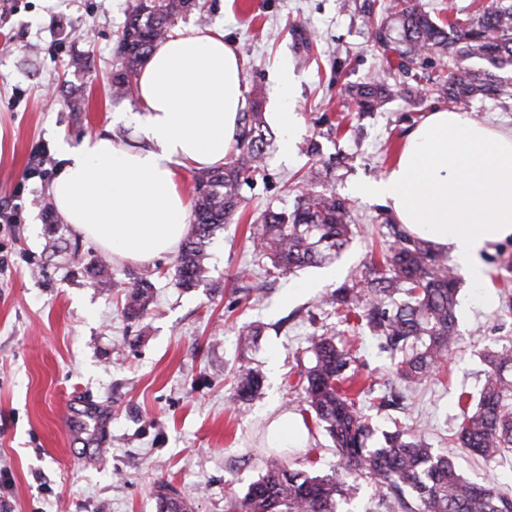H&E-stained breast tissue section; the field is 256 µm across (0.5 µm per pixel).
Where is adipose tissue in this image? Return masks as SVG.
I'll return each instance as SVG.
<instances>
[{"instance_id": "1", "label": "adipose tissue", "mask_w": 512, "mask_h": 512, "mask_svg": "<svg viewBox=\"0 0 512 512\" xmlns=\"http://www.w3.org/2000/svg\"><path fill=\"white\" fill-rule=\"evenodd\" d=\"M242 66L217 29L156 43L139 75L145 145L103 135L60 142L65 165L51 194L62 221L132 263L175 252L190 230L181 173L223 166L245 106ZM356 192L448 251L459 273L484 280L483 252L512 237V129L429 113L407 132L389 173Z\"/></svg>"}]
</instances>
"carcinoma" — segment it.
Listing matches in <instances>:
<instances>
[{"label":"carcinoma","instance_id":"carcinoma-1","mask_svg":"<svg viewBox=\"0 0 512 512\" xmlns=\"http://www.w3.org/2000/svg\"><path fill=\"white\" fill-rule=\"evenodd\" d=\"M199 7L195 0H133L119 39L120 67L112 78V97L133 99L138 76L154 44L169 36L175 20ZM363 18L376 44L393 52L389 79H370L347 87L361 112H375L397 96L418 108L426 97L421 83L451 104L490 99L512 108V0H490L465 19L444 23L411 0H364ZM436 58L435 74L424 62ZM252 106L241 113L236 145L217 169L198 172L190 198V231L175 268L176 284L193 288L201 280L206 240L238 213L242 188L264 167L273 133L258 109L260 86L250 91ZM334 164L311 166L296 179L292 209L268 208L250 222L256 260L284 274L322 266L338 258L354 236L349 201L324 187ZM385 247L370 257L359 279L320 299L343 322L366 326L388 352L407 392L416 390L447 361L459 338L456 309L460 278L447 258L402 225L378 215ZM152 272L146 271L125 295L123 313L138 318L146 311ZM311 366L300 373L301 411L324 424L339 468L374 485L388 512H512V495L488 483L464 478L454 462L436 454L403 427L384 434L379 448L369 446L373 430L361 406L366 390H352L357 362L354 344L339 347L323 335L309 340ZM485 383L477 404L461 408L456 443L489 460L512 452V347L490 351ZM264 393L263 378L247 363L235 372L232 399L252 401ZM357 486L337 473L311 476L292 470L285 459L270 456L261 475L242 495L227 498L226 512H341L340 503ZM419 503L413 509L406 494ZM158 512H191L174 491L160 492Z\"/></svg>","mask_w":512,"mask_h":512}]
</instances>
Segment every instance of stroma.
Instances as JSON below:
<instances>
[{
  "instance_id": "obj_1",
  "label": "stroma",
  "mask_w": 512,
  "mask_h": 512,
  "mask_svg": "<svg viewBox=\"0 0 512 512\" xmlns=\"http://www.w3.org/2000/svg\"><path fill=\"white\" fill-rule=\"evenodd\" d=\"M132 0H0V201L18 215L0 223V512H156L162 484L193 512H224L271 455L268 424L300 389L304 350L312 336L330 334L360 348L359 385L399 390L388 353L364 328L339 322L319 305L327 291L358 278L368 253L382 244L376 217L382 202L355 193L384 176L405 133L437 100L410 107L395 98L359 116L344 86L385 75L383 52L361 17L342 0H205L206 13L179 18L175 32L199 24L224 31L244 56L245 88L262 85V110L277 139L275 111L293 109L298 132L290 154L274 149L253 187L244 189L243 223L228 224L205 248V273L195 288L175 284L176 254L149 265L113 260L59 217H48L51 183L29 177L30 157L46 148L47 167L60 172L58 139L88 135L137 141L139 100H115L118 38ZM88 66L73 69L72 56ZM84 103L74 111L72 92ZM320 152L310 155L308 142ZM346 154L349 165L325 182L354 207L356 236L341 258L290 276H265L261 293L243 290L253 271L247 219L292 206L294 179L309 167ZM104 262L111 288L87 267ZM486 278L462 280L459 343L439 373L399 406L364 411L380 432L401 421L437 453L452 455L460 473L512 492V455L482 460L458 448L453 434L460 392L478 397L485 351L512 345V239L483 256ZM153 269L146 315L122 314L133 278ZM262 332L243 350L244 327ZM253 358L264 394L231 403L234 371ZM304 447L281 454L290 468L327 475L338 468L326 432L307 423Z\"/></svg>"
}]
</instances>
